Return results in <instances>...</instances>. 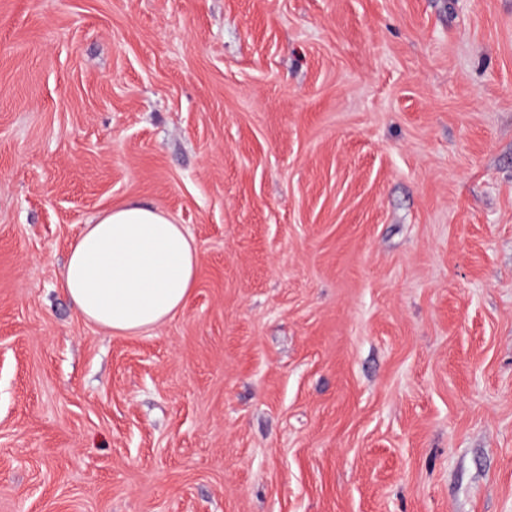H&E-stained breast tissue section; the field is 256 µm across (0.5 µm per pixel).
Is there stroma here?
Listing matches in <instances>:
<instances>
[{
    "label": "stroma",
    "instance_id": "35a3bbf8",
    "mask_svg": "<svg viewBox=\"0 0 512 512\" xmlns=\"http://www.w3.org/2000/svg\"><path fill=\"white\" fill-rule=\"evenodd\" d=\"M129 202L199 266L114 336ZM0 512H512V0H0ZM197 267L184 225L157 207L129 202L86 224L60 282L85 321L125 336L160 327L179 312Z\"/></svg>",
    "mask_w": 512,
    "mask_h": 512
}]
</instances>
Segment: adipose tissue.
<instances>
[{
	"label": "adipose tissue",
	"instance_id": "obj_1",
	"mask_svg": "<svg viewBox=\"0 0 512 512\" xmlns=\"http://www.w3.org/2000/svg\"><path fill=\"white\" fill-rule=\"evenodd\" d=\"M197 267L184 225L157 207L129 202L85 226L60 282L85 321L125 336L160 327L179 312Z\"/></svg>",
	"mask_w": 512,
	"mask_h": 512
}]
</instances>
